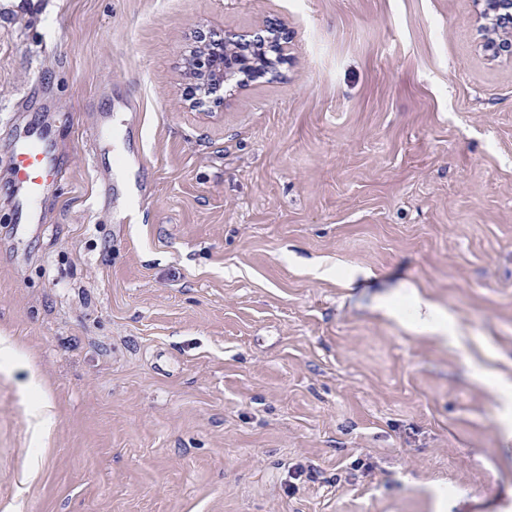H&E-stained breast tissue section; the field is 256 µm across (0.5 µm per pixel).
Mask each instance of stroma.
<instances>
[{
    "label": "stroma",
    "instance_id": "stroma-1",
    "mask_svg": "<svg viewBox=\"0 0 512 512\" xmlns=\"http://www.w3.org/2000/svg\"><path fill=\"white\" fill-rule=\"evenodd\" d=\"M481 9L0 12V195L12 127L62 169L24 232L0 198V336L51 401L37 427L0 366V512H512V435L474 377L512 379V58ZM271 24L277 76L184 104L197 31ZM411 291L457 342L387 311Z\"/></svg>",
    "mask_w": 512,
    "mask_h": 512
}]
</instances>
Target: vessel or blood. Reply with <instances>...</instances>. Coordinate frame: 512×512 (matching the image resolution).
Instances as JSON below:
<instances>
[{"label": "vessel or blood", "instance_id": "vessel-or-blood-1", "mask_svg": "<svg viewBox=\"0 0 512 512\" xmlns=\"http://www.w3.org/2000/svg\"><path fill=\"white\" fill-rule=\"evenodd\" d=\"M10 164L15 187L13 220L22 230L38 223L36 203L56 179L58 169L49 144L28 134L15 137Z\"/></svg>", "mask_w": 512, "mask_h": 512}]
</instances>
